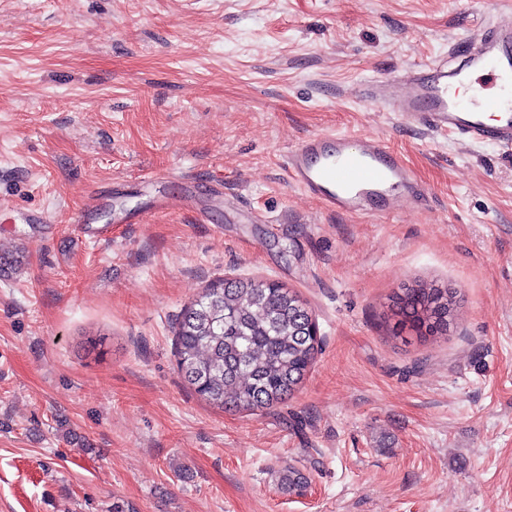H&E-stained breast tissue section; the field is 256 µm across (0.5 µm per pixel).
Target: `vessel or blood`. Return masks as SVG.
<instances>
[{"label":"vessel or blood","instance_id":"obj_1","mask_svg":"<svg viewBox=\"0 0 512 512\" xmlns=\"http://www.w3.org/2000/svg\"><path fill=\"white\" fill-rule=\"evenodd\" d=\"M363 96L427 130L511 149L512 6L497 9L460 60L368 82ZM286 172L291 184L334 212L383 217L423 199L411 169L381 136H307L289 150Z\"/></svg>","mask_w":512,"mask_h":512}]
</instances>
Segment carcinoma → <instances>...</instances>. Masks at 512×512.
I'll return each mask as SVG.
<instances>
[{"instance_id": "cac0c4a2", "label": "carcinoma", "mask_w": 512, "mask_h": 512, "mask_svg": "<svg viewBox=\"0 0 512 512\" xmlns=\"http://www.w3.org/2000/svg\"><path fill=\"white\" fill-rule=\"evenodd\" d=\"M455 292L400 289L387 321L392 333L445 336L456 322ZM316 322L300 296L274 281L217 279L182 311L175 327L178 370L208 403L254 411L302 383L320 351Z\"/></svg>"}]
</instances>
